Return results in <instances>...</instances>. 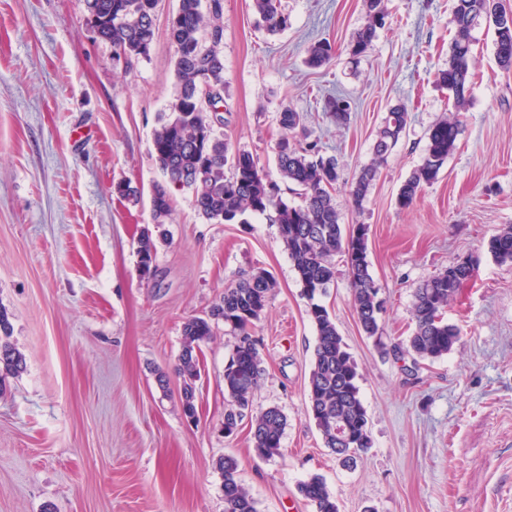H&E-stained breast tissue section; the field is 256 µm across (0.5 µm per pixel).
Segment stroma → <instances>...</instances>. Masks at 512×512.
Instances as JSON below:
<instances>
[{
    "mask_svg": "<svg viewBox=\"0 0 512 512\" xmlns=\"http://www.w3.org/2000/svg\"><path fill=\"white\" fill-rule=\"evenodd\" d=\"M281 4L290 25L271 36L252 0H224L226 137L277 177L276 112L289 105L349 178L369 163L389 108L405 104L409 124L363 209L351 208L341 183L336 206L346 225L368 228L385 343L411 334L424 279L476 257L446 313L459 342L434 361L384 355L354 313L346 256H333L336 280L320 302L357 364L371 439L341 467L307 410L317 332L273 215L209 223L178 192L156 272L139 273L137 241L162 178L153 133L175 93L167 26L178 0H161L150 55L129 68L87 26L84 0H0V305L27 362L0 390V512H224L215 462L227 454L258 512H314L298 492L314 474L339 512H512V263L487 251L512 226V69L497 64L493 29L479 21L458 146L403 208L397 193L425 154L426 132L452 108L437 81L451 0H387L386 25L357 62L347 46L363 0ZM322 39L336 57L309 68L307 49ZM330 94L350 100L348 125L327 119ZM120 183L133 198L116 193ZM261 270L276 283L252 332L262 373L228 436L224 367L236 338L219 328L204 345L191 423L174 370L182 324ZM272 406L287 426L279 456L261 459L249 421Z\"/></svg>",
    "mask_w": 512,
    "mask_h": 512,
    "instance_id": "35a3bbf8",
    "label": "stroma"
}]
</instances>
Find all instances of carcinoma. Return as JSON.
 <instances>
[{
  "mask_svg": "<svg viewBox=\"0 0 512 512\" xmlns=\"http://www.w3.org/2000/svg\"><path fill=\"white\" fill-rule=\"evenodd\" d=\"M160 0H85L88 15L99 21V39L112 44L116 58L128 65L149 55L156 37V12ZM253 9L269 34L289 26V16L280 0H253ZM385 0H365L362 26L349 44L358 60L373 49L377 30L385 25ZM483 19L494 29V56L504 69L512 68V13L500 0H455V32L448 51V67L437 81L453 98L454 113L427 130L428 146L422 162L401 185L397 202L407 208L421 187L437 180L441 168L457 147L462 131L459 118L470 100L471 31ZM168 39L174 48L176 94L168 113L160 119L152 146L155 162L164 180L154 185L151 205L158 236L164 235V219L170 216L177 191L192 193L198 215L218 224L247 223L250 215L275 212L279 235L294 263L303 294L309 300V316L318 332V342L308 383V411L321 432L325 447L343 465L370 445L367 410L360 398L356 363L327 309L315 302L318 294L334 282L332 256L348 255L351 302L360 327L369 338H382L380 323L384 300L367 259V239L344 234V220L336 208L333 191L342 179L335 157L324 154L316 140L297 142L303 114L283 105L276 121L284 135L274 147L281 180L293 186L301 203L283 201L278 183L270 180L253 154L234 148L224 137V116L217 112L224 101V0H178L169 20ZM335 45L321 40L307 50L305 62L312 68L329 64ZM323 111L338 126L350 119L351 105L341 96L329 95ZM409 115L404 105L389 108L375 135L373 159L362 166L349 183L352 208L359 210L368 198L380 166L406 130ZM488 253L499 263L512 262V227L493 235ZM137 254L142 274L155 273L157 245L153 232L145 229L138 239ZM476 260H457L444 271L424 280L414 293L412 315L415 329L399 352L413 358L434 360L447 355L460 340L459 329L448 322L446 310L464 280L471 277ZM275 284L264 271L255 272L224 289V294L205 317H191L182 326L178 373L182 378V412L196 411V383L200 379L199 354L214 336L219 324L237 337L230 363L224 368V390L230 398L224 410L225 434H233L248 409L260 376V359L251 330L270 304ZM13 327L7 309L0 305V378L18 376L26 370V358L12 341ZM287 418L277 407L261 412L251 423L253 447L258 455L280 454ZM215 468L222 477L225 512H257L256 502L238 477V463L219 458ZM315 512H339L324 478L313 475L298 488Z\"/></svg>",
  "mask_w": 512,
  "mask_h": 512,
  "instance_id": "cac0c4a2",
  "label": "carcinoma"
}]
</instances>
